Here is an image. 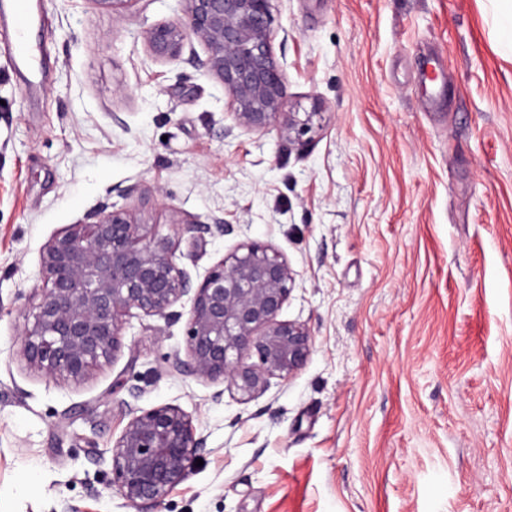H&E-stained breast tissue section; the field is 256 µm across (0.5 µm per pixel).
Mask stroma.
Instances as JSON below:
<instances>
[{"label": "stroma", "mask_w": 512, "mask_h": 512, "mask_svg": "<svg viewBox=\"0 0 512 512\" xmlns=\"http://www.w3.org/2000/svg\"><path fill=\"white\" fill-rule=\"evenodd\" d=\"M44 75L0 46V512H133L112 488L129 409L175 404L205 446L152 512H512V37L498 0H273L303 143L234 128L203 49L153 60L92 0H33ZM175 220L198 275L243 239L287 255L313 350L244 403L171 369L183 323L133 316L81 384L21 359L40 251L99 206Z\"/></svg>", "instance_id": "obj_1"}]
</instances>
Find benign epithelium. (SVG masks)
<instances>
[{
	"label": "benign epithelium",
	"mask_w": 512,
	"mask_h": 512,
	"mask_svg": "<svg viewBox=\"0 0 512 512\" xmlns=\"http://www.w3.org/2000/svg\"><path fill=\"white\" fill-rule=\"evenodd\" d=\"M124 18L137 0H93ZM183 17L145 33L157 61L179 59L187 44L205 51L208 73L227 93L233 126L274 127L292 145L319 127V112L285 106V72L273 52L272 0H182ZM196 230L233 232L212 224L174 222L171 233L137 221L127 208L102 206L53 234L40 253L41 298L25 314L20 356L51 381L85 382L122 348L126 316L135 309L165 322L186 319L187 359L171 367L227 384L248 402L271 380H287L307 363L310 328L279 319L296 271L275 246L244 240L204 274L177 262L179 237ZM204 446L193 419L164 404L135 411L112 446V487L136 512L158 503L187 477L190 457Z\"/></svg>",
	"instance_id": "7a95c632"
}]
</instances>
